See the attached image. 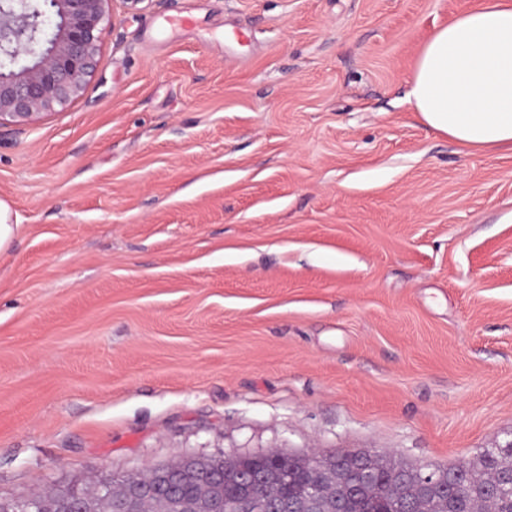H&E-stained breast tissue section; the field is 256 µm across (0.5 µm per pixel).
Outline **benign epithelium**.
<instances>
[{"instance_id":"obj_1","label":"benign epithelium","mask_w":512,"mask_h":512,"mask_svg":"<svg viewBox=\"0 0 512 512\" xmlns=\"http://www.w3.org/2000/svg\"><path fill=\"white\" fill-rule=\"evenodd\" d=\"M110 0H0V57L17 60L21 55L29 63L16 69L0 65V125L6 121L34 123L42 114L57 107H67L81 93L86 77L95 66L104 25L117 22L120 16L109 15ZM363 452L354 450L336 456L310 452L304 456L313 479L308 498L298 504L281 505L285 512H317L319 494L315 487L333 474L336 461L349 459L351 464L336 481V492L356 485V476L364 471ZM415 468L423 486L443 488V474L430 463ZM233 471L253 483L255 497L274 501L272 481L254 477L246 469V460L233 463ZM154 485L167 493L162 497L175 512H202L200 503L181 498L174 486V474L165 466L152 470Z\"/></svg>"}]
</instances>
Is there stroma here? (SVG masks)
Listing matches in <instances>:
<instances>
[{"instance_id": "35a3bbf8", "label": "stroma", "mask_w": 512, "mask_h": 512, "mask_svg": "<svg viewBox=\"0 0 512 512\" xmlns=\"http://www.w3.org/2000/svg\"><path fill=\"white\" fill-rule=\"evenodd\" d=\"M477 0H145L0 126V500L190 455L512 441V152L406 95Z\"/></svg>"}]
</instances>
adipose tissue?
I'll return each instance as SVG.
<instances>
[{
    "mask_svg": "<svg viewBox=\"0 0 512 512\" xmlns=\"http://www.w3.org/2000/svg\"><path fill=\"white\" fill-rule=\"evenodd\" d=\"M407 99L449 138L512 151V0H481L424 45Z\"/></svg>",
    "mask_w": 512,
    "mask_h": 512,
    "instance_id": "adipose-tissue-1",
    "label": "adipose tissue"
}]
</instances>
